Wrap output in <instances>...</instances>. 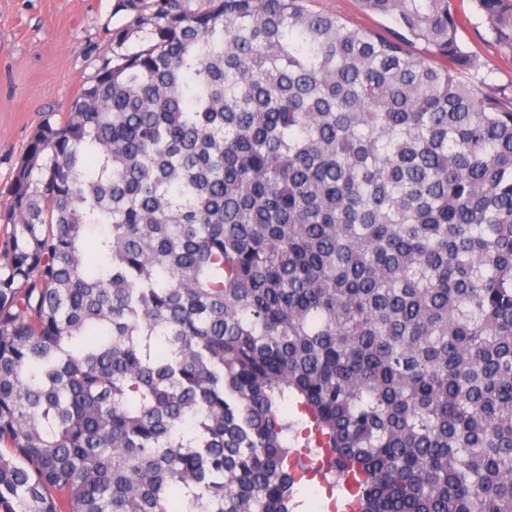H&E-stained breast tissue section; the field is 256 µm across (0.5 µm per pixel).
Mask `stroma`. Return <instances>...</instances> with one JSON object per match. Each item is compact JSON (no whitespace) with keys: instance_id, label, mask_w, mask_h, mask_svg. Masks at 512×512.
Here are the masks:
<instances>
[{"instance_id":"1","label":"stroma","mask_w":512,"mask_h":512,"mask_svg":"<svg viewBox=\"0 0 512 512\" xmlns=\"http://www.w3.org/2000/svg\"><path fill=\"white\" fill-rule=\"evenodd\" d=\"M116 0H0V209L9 204L10 177L29 137L47 114L66 111L91 62L104 46V27L130 18ZM489 85H512V52L485 27L460 34ZM297 512H327L346 496L318 477L297 486Z\"/></svg>"}]
</instances>
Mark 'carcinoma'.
Masks as SVG:
<instances>
[{"mask_svg":"<svg viewBox=\"0 0 512 512\" xmlns=\"http://www.w3.org/2000/svg\"><path fill=\"white\" fill-rule=\"evenodd\" d=\"M313 2L118 0L31 134L0 512H294L307 472L345 512H512V86L455 0ZM315 9L336 13L356 24L374 25V21L360 11L357 0H315ZM460 38L466 49L473 52L478 64V77L485 76L493 87H506L512 83V52L493 40L484 26L478 29L468 27L460 32Z\"/></svg>","mask_w":512,"mask_h":512,"instance_id":"obj_1","label":"carcinoma"}]
</instances>
